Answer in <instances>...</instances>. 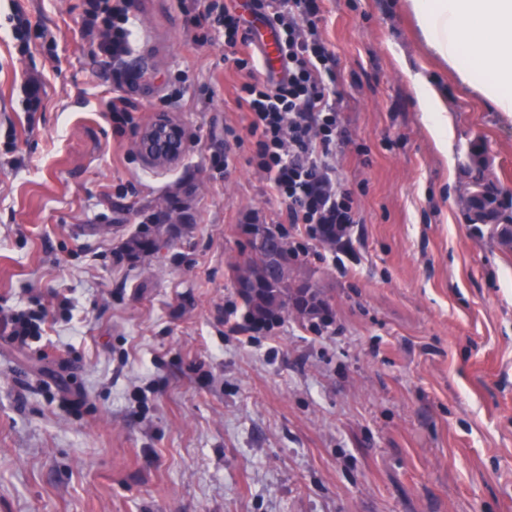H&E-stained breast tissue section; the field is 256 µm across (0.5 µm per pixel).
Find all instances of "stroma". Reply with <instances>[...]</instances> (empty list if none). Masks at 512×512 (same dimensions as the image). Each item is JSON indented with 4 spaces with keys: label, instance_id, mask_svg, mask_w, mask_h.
<instances>
[{
    "label": "stroma",
    "instance_id": "1",
    "mask_svg": "<svg viewBox=\"0 0 512 512\" xmlns=\"http://www.w3.org/2000/svg\"><path fill=\"white\" fill-rule=\"evenodd\" d=\"M193 0H131L120 62L92 53L84 0H0V512H512V251L464 218L470 147L512 188V117L464 89L405 0H322L357 202L341 247L279 224L249 164L224 34ZM28 22L15 34V13ZM448 107L440 147L409 77ZM40 86L37 110L24 84ZM127 97L137 130L108 104ZM164 115L188 145L137 150ZM179 198L158 252L124 244ZM246 224L280 228L324 320L243 329ZM185 148V129L164 116L148 125L138 140L139 153L151 164L171 163L180 158ZM44 319L43 310L26 312L0 309V325L9 329L10 340L20 346H26L30 340L42 336Z\"/></svg>",
    "mask_w": 512,
    "mask_h": 512
}]
</instances>
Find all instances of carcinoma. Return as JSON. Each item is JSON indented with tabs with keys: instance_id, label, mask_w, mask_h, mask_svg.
Listing matches in <instances>:
<instances>
[{
	"instance_id": "1",
	"label": "carcinoma",
	"mask_w": 512,
	"mask_h": 512,
	"mask_svg": "<svg viewBox=\"0 0 512 512\" xmlns=\"http://www.w3.org/2000/svg\"><path fill=\"white\" fill-rule=\"evenodd\" d=\"M469 191L465 198L467 223L478 235L489 233L490 237L505 249L512 250V193L499 187L497 178L475 162L468 167ZM171 223V215L159 214L150 224L140 225L126 248L136 254L153 253L160 247L163 226ZM241 256L246 267L236 262L232 267L233 286L244 306V320L249 326L259 322L271 323L288 309L305 312L309 302L318 303L323 309L324 301L318 291L305 282L296 280L292 267L274 270L271 268L267 249L246 240Z\"/></svg>"
}]
</instances>
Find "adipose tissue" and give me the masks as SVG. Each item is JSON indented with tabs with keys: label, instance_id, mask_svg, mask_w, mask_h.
Returning <instances> with one entry per match:
<instances>
[{
	"label": "adipose tissue",
	"instance_id": "1",
	"mask_svg": "<svg viewBox=\"0 0 512 512\" xmlns=\"http://www.w3.org/2000/svg\"><path fill=\"white\" fill-rule=\"evenodd\" d=\"M426 45L460 82L512 116V0H406ZM417 104L439 141L448 109L420 73L411 75Z\"/></svg>",
	"mask_w": 512,
	"mask_h": 512
}]
</instances>
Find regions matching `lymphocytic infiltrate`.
<instances>
[{
  "instance_id": "1",
  "label": "lymphocytic infiltrate",
  "mask_w": 512,
  "mask_h": 512,
  "mask_svg": "<svg viewBox=\"0 0 512 512\" xmlns=\"http://www.w3.org/2000/svg\"><path fill=\"white\" fill-rule=\"evenodd\" d=\"M194 24L224 29V60L246 75L237 104L247 110L250 164L281 200L286 223L313 229L356 221L351 192L331 164L344 134L337 59L318 31L317 0H255V14L279 38V66H261L239 16L219 0H194ZM86 34L119 60L130 50L129 0H86Z\"/></svg>"
}]
</instances>
